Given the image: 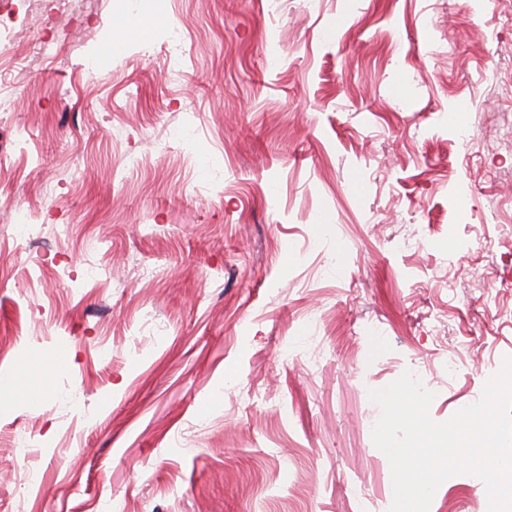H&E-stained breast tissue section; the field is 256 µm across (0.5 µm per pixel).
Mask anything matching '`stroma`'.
I'll use <instances>...</instances> for the list:
<instances>
[{
	"label": "stroma",
	"mask_w": 512,
	"mask_h": 512,
	"mask_svg": "<svg viewBox=\"0 0 512 512\" xmlns=\"http://www.w3.org/2000/svg\"><path fill=\"white\" fill-rule=\"evenodd\" d=\"M154 7L16 0L0 512H389L370 390L512 356V0Z\"/></svg>",
	"instance_id": "obj_1"
}]
</instances>
